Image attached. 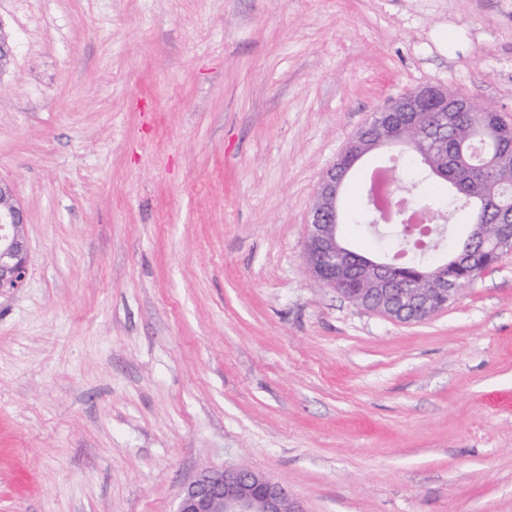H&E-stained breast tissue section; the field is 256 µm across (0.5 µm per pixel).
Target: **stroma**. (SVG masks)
<instances>
[{"label":"stroma","instance_id":"35a3bbf8","mask_svg":"<svg viewBox=\"0 0 512 512\" xmlns=\"http://www.w3.org/2000/svg\"><path fill=\"white\" fill-rule=\"evenodd\" d=\"M0 512H512V252L419 323L307 270L319 178L425 85L512 122V0H0ZM26 226L12 188L0 181V296L22 288L27 279ZM173 512H306L288 490L246 468H209L182 489Z\"/></svg>","mask_w":512,"mask_h":512}]
</instances>
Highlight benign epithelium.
<instances>
[{
  "instance_id": "obj_1",
  "label": "benign epithelium",
  "mask_w": 512,
  "mask_h": 512,
  "mask_svg": "<svg viewBox=\"0 0 512 512\" xmlns=\"http://www.w3.org/2000/svg\"><path fill=\"white\" fill-rule=\"evenodd\" d=\"M476 108L468 96L448 89L424 86L390 101L373 121L353 137L336 162L327 168L318 183L317 198L309 216L305 247L309 272L319 282L334 288L350 280L352 270L342 256L350 254L337 237L340 199L354 163L365 157L400 145L435 158L432 171L448 167V125L456 112ZM434 112L439 125L432 138L419 140L409 128L419 113ZM497 253L512 251V211L501 212ZM362 279L370 289L340 292L358 307L403 322H420L440 311L437 299H452L458 289L448 282V264L430 266L400 287V278L386 273L375 259L358 257ZM28 275V250L25 217L16 204L12 188L0 182V296L21 288ZM174 512H306L288 490L265 474L246 468H209L190 480L182 489Z\"/></svg>"
}]
</instances>
